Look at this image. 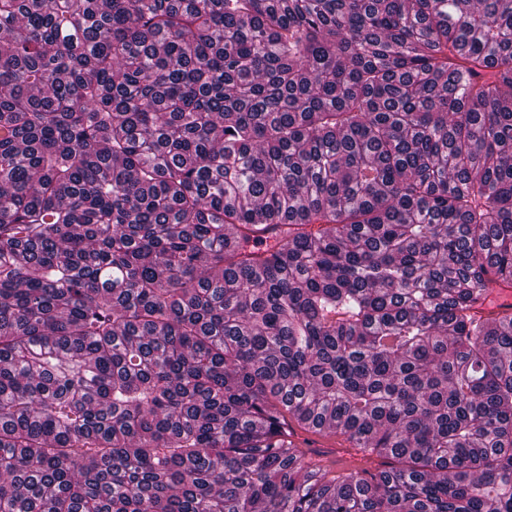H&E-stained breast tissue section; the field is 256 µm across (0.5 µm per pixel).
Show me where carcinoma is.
Masks as SVG:
<instances>
[{
  "label": "carcinoma",
  "mask_w": 512,
  "mask_h": 512,
  "mask_svg": "<svg viewBox=\"0 0 512 512\" xmlns=\"http://www.w3.org/2000/svg\"><path fill=\"white\" fill-rule=\"evenodd\" d=\"M494 284L512 0H0V512H512ZM512 286L509 288H491L482 301L481 310L484 317L497 316L512 305Z\"/></svg>",
  "instance_id": "1"
}]
</instances>
